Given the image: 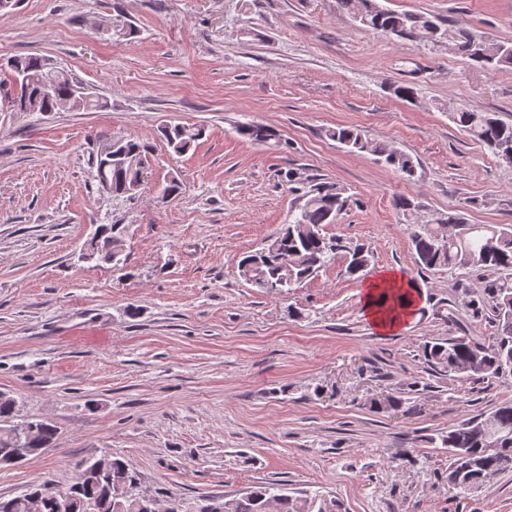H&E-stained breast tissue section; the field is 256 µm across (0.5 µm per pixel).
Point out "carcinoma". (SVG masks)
Wrapping results in <instances>:
<instances>
[{"mask_svg": "<svg viewBox=\"0 0 512 512\" xmlns=\"http://www.w3.org/2000/svg\"><path fill=\"white\" fill-rule=\"evenodd\" d=\"M340 9L352 15L367 31L385 38L417 42L425 38L435 46H445L470 64L481 69L512 66V42L495 41L464 25H452L434 14L398 12L384 8L377 0H337ZM11 76L23 74L10 106L17 112L45 113L55 109L57 101L73 95L82 84L72 73L44 56L30 55L8 61ZM54 82L55 94L49 99L41 94L42 84ZM85 97L71 107L97 110L108 101L85 87ZM453 122L472 139L486 147L499 160L512 165V121L502 120L496 112H485L459 103L450 113ZM243 137L260 143L277 139L276 133L263 125L243 124ZM204 134V128L191 131L180 125L161 128L167 145L176 153L189 151ZM328 136L348 151L369 154L395 169L406 180L417 178L419 162L409 154L383 142L368 138L362 130L338 126ZM149 146L138 140L118 139L103 144L96 156L94 178L99 188L119 200L130 197L142 168L148 164ZM299 204L291 211L288 224L266 240L264 246L239 261V275L266 293L280 294L312 277L319 268L341 253L345 274L357 277L365 272L371 254L362 245H351L343 238L323 234V226L335 224L346 209V190L327 181L312 178L294 187ZM101 232L87 242L90 261L125 263L123 228L101 224ZM415 263L422 271L446 269L454 276V287L464 295V309L469 319L485 322L490 335L436 338L424 343L422 354L431 369L449 376L474 381L512 380V225L470 224L464 214L452 210L439 214L426 224L408 225ZM483 272L480 285L472 287L468 275ZM57 429L42 419L28 443L33 456L49 448ZM437 439L448 449L450 465L441 480L448 488L462 493L481 484L496 472L512 470V404L480 414L448 430ZM41 499V512H58L57 497L68 498L67 512H86L89 502L97 512H148L149 504L138 491L136 473L121 457L112 456V465L100 476L85 481L72 478L63 490H53L50 483L32 484L11 498L0 497V512H29V498ZM220 512H341L336 500L320 493L294 491L282 483H266L231 499H224Z\"/></svg>", "mask_w": 512, "mask_h": 512, "instance_id": "obj_1", "label": "carcinoma"}]
</instances>
